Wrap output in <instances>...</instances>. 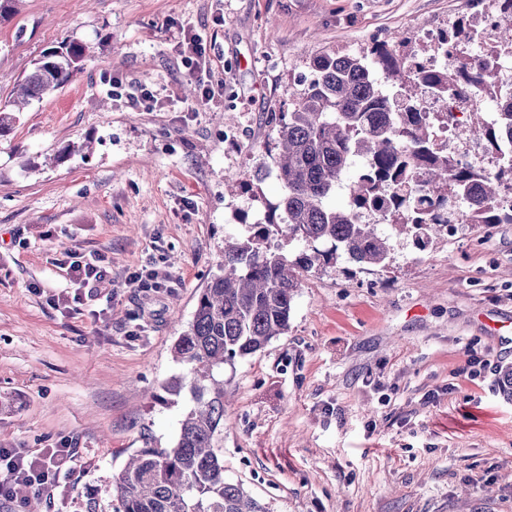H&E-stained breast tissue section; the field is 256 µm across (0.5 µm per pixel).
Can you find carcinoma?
<instances>
[{
    "label": "carcinoma",
    "mask_w": 512,
    "mask_h": 512,
    "mask_svg": "<svg viewBox=\"0 0 512 512\" xmlns=\"http://www.w3.org/2000/svg\"><path fill=\"white\" fill-rule=\"evenodd\" d=\"M489 2L494 42L512 54V0ZM471 38L459 17L425 55L404 37L314 60L313 78L276 121L283 194L263 221L225 239L220 272L200 292L193 318L173 346L184 372L165 385L174 394L188 389L191 407L173 447L137 450L116 478L123 512H268L243 484L224 477V366L288 332L302 273L343 256L363 266L388 265L390 236L369 222L374 211L385 210L388 226L420 250L448 230L445 214L455 199L466 203L471 224L512 223V211L495 204L512 182V93L501 89L496 67L465 55L445 68L427 66L445 43ZM88 56L85 45L70 42L54 51L51 67L35 62L0 106V127L31 101L71 82ZM463 81L495 109L490 116L479 106L468 113L472 134L500 160L494 168L458 167L418 112L427 90L448 111V94ZM340 189L345 204L329 207L327 200ZM278 236L304 250L288 259L271 246Z\"/></svg>",
    "instance_id": "cac0c4a2"
}]
</instances>
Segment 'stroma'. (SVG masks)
Segmentation results:
<instances>
[{
  "instance_id": "1",
  "label": "stroma",
  "mask_w": 512,
  "mask_h": 512,
  "mask_svg": "<svg viewBox=\"0 0 512 512\" xmlns=\"http://www.w3.org/2000/svg\"><path fill=\"white\" fill-rule=\"evenodd\" d=\"M470 0H22L0 21V101L75 41L74 79L0 128V441L69 442L41 512H120L145 443L174 445L172 347L224 240L283 193L276 117L327 52L447 29ZM198 34L221 96L184 64ZM154 101L137 103L141 88ZM264 173L258 191L229 179ZM106 276L76 287L73 260ZM159 273V290L131 288ZM512 224L458 225L387 267L302 276L286 334L224 371V475L269 512H512Z\"/></svg>"
}]
</instances>
